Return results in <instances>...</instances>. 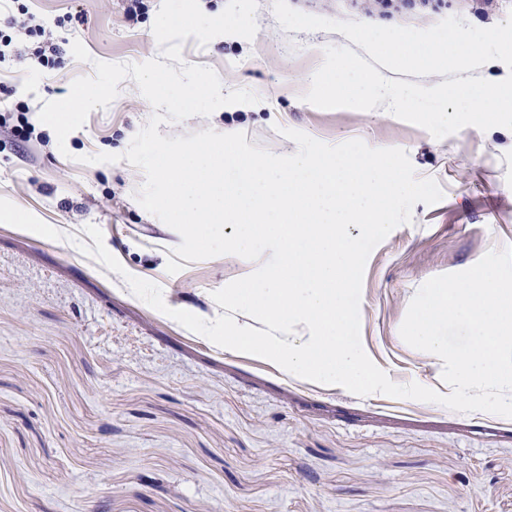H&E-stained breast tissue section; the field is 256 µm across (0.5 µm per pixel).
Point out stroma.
<instances>
[{
    "label": "stroma",
    "instance_id": "35a3bbf8",
    "mask_svg": "<svg viewBox=\"0 0 512 512\" xmlns=\"http://www.w3.org/2000/svg\"><path fill=\"white\" fill-rule=\"evenodd\" d=\"M160 5L142 0L133 17L130 0H0V16L25 10L66 53L62 68L39 67L32 53L43 38L17 33L14 55L0 62V197L69 235L0 224V512H512V418L292 376L195 337L76 247L96 225L128 273L193 314L257 267L234 255L180 258V237L136 200L144 174L121 155L153 108L133 79L65 148L39 119L45 102L93 75L94 62L159 57ZM511 14L512 0L491 13L481 0H445L395 20L426 29L457 16L489 28ZM256 24L248 42L188 38L182 60L262 106H224L162 124L160 134L242 132L277 155L297 150L288 129L328 145L404 149L443 198L416 204L411 223L371 252L361 341L392 381L449 393L442 360L407 345L399 329L426 280L512 247V130L465 127L437 139L379 108H317L302 99L304 78L343 39L283 29L273 0H258ZM77 40L90 61L74 58ZM98 153L120 160L84 163Z\"/></svg>",
    "mask_w": 512,
    "mask_h": 512
}]
</instances>
